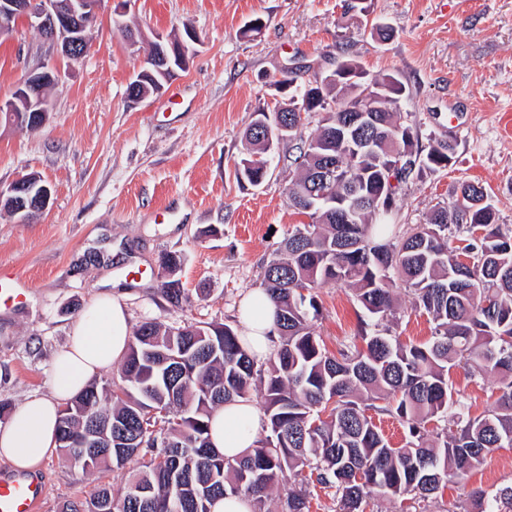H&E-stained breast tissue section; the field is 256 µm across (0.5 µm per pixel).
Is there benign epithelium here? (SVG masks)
<instances>
[{
    "mask_svg": "<svg viewBox=\"0 0 512 512\" xmlns=\"http://www.w3.org/2000/svg\"><path fill=\"white\" fill-rule=\"evenodd\" d=\"M100 0H0V36L11 35L20 26L25 25L41 33L45 42L56 51L70 59L85 57L91 43L88 30L97 18V6ZM113 21L126 37L136 42L137 33L124 26L126 6L131 0H114ZM152 43L148 67L138 73L130 82L132 98L140 99L151 94L146 81L152 72L164 73L173 70L175 65L186 63L188 46L181 39H171L160 34ZM61 78V72L54 66L39 63L30 69L17 83L10 97H0V114L20 130L33 131L43 127L48 120L49 91ZM389 98L381 92L367 89L359 102L349 109L337 123L336 135L354 139L358 147L371 148L384 133L375 129L374 113L384 109ZM277 112H293L295 126L308 121V109L301 105H290L284 101L275 107ZM260 139L265 142L267 152L274 146L288 140V119L281 118L275 124L260 118L254 126ZM52 198L50 186L37 174L19 177L7 188L0 187V207L13 213L17 222L23 224L33 213H42L48 209ZM111 425L108 422L91 421L80 438L82 448L112 447Z\"/></svg>",
    "mask_w": 512,
    "mask_h": 512,
    "instance_id": "1",
    "label": "benign epithelium"
}]
</instances>
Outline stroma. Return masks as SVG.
Wrapping results in <instances>:
<instances>
[{
    "instance_id": "stroma-1",
    "label": "stroma",
    "mask_w": 512,
    "mask_h": 512,
    "mask_svg": "<svg viewBox=\"0 0 512 512\" xmlns=\"http://www.w3.org/2000/svg\"><path fill=\"white\" fill-rule=\"evenodd\" d=\"M366 16L344 0H132L125 16L145 38L129 45L113 30L111 0H101L92 48L81 60L59 56L33 29L0 40V96L45 61L62 78L50 94V118L28 132L0 124V183L39 174L53 189L50 207L25 224L0 210V271L25 295L0 306V405L50 395L51 365L70 329L98 294L121 295L132 327L147 321L210 323L242 330L241 302L261 289V270L306 215L291 207L294 142L280 144L268 177L253 187L234 170L247 155L244 133L257 112L283 94L285 66L334 69L356 59L372 77L404 85L398 110L419 124V145L457 140L448 167L425 171L403 187L397 229L426 223L461 183L482 185L502 229H512V0H370ZM261 18L260 33L243 36ZM395 29L379 42L371 26ZM196 35L186 66L142 100L127 88L155 34ZM177 253L186 295L172 306L162 292L161 259ZM318 336L329 350L351 343L364 310L348 289L315 290ZM393 328L401 341L431 336L426 315L399 291ZM453 384L472 415L495 400L492 378L457 368ZM46 493L36 512L89 499L99 486L122 489L128 470L82 472L61 455L39 470ZM512 483V448L488 456L467 487L448 485L428 512Z\"/></svg>"
}]
</instances>
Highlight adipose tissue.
<instances>
[{
  "label": "adipose tissue",
  "instance_id": "adipose-tissue-1",
  "mask_svg": "<svg viewBox=\"0 0 512 512\" xmlns=\"http://www.w3.org/2000/svg\"><path fill=\"white\" fill-rule=\"evenodd\" d=\"M241 318L257 358L267 357L279 332L266 294L247 295ZM131 340L129 315L120 298L109 293L95 297L73 324L67 347L52 362L51 396L29 397L0 427V459L21 471L36 470L48 460L56 448L63 405L101 370L123 358ZM260 418V411L249 401L216 409L210 418L212 446L228 459L245 455L256 445Z\"/></svg>",
  "mask_w": 512,
  "mask_h": 512
}]
</instances>
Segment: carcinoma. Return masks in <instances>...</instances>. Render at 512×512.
Returning a JSON list of instances; mask_svg holds the SVG:
<instances>
[{"instance_id": "cac0c4a2", "label": "carcinoma", "mask_w": 512, "mask_h": 512, "mask_svg": "<svg viewBox=\"0 0 512 512\" xmlns=\"http://www.w3.org/2000/svg\"><path fill=\"white\" fill-rule=\"evenodd\" d=\"M342 64L357 79L316 92L317 128L299 147L288 185L291 205L311 222L290 233L263 267L283 338L268 369L256 368L228 325L143 323L120 382L94 381L68 402L56 440L60 453L84 472L122 470L143 452L150 459L122 491L102 487L85 502H63L60 512H100L102 503L107 512H209L211 501L226 494L251 498L252 512H270V491L284 475L306 470L317 484L336 489V512H366L371 499H435L450 481L466 485L496 450L512 448V230L494 225L486 205L468 210L467 199L484 196V189L463 183L462 197L434 209L427 223L394 235L402 185L426 169L447 167L457 143L434 137L422 158L392 142L355 153L349 143L329 139L342 115L328 102L331 92L346 107L387 82L393 85L390 110L377 113V120L395 137L403 127L397 112L402 83L392 75L370 78L352 58ZM327 155L341 167L332 195L342 197L354 182L362 193L380 194L381 206L362 207L350 224L328 207L308 210L311 173ZM392 164L399 165V187L390 192L381 178ZM458 236L461 248L453 245ZM328 282L353 290L368 313L357 333L365 348L352 344L334 354L317 336L313 290ZM400 284L433 324L424 344H404L393 334ZM460 365L499 384L500 395L481 417H470L454 397L450 373ZM258 387L270 435L245 457L226 460L210 446V413L227 401L250 399ZM152 409L165 412L155 433L149 430ZM384 414L406 424L405 444L395 447L384 437L374 420ZM91 418L112 423V447L81 458L71 444ZM430 422L436 423L431 430ZM135 483L152 488L149 499L130 495ZM309 497L306 488L286 489L283 512H309ZM460 512H512V484L492 495L473 492Z\"/></svg>"}]
</instances>
